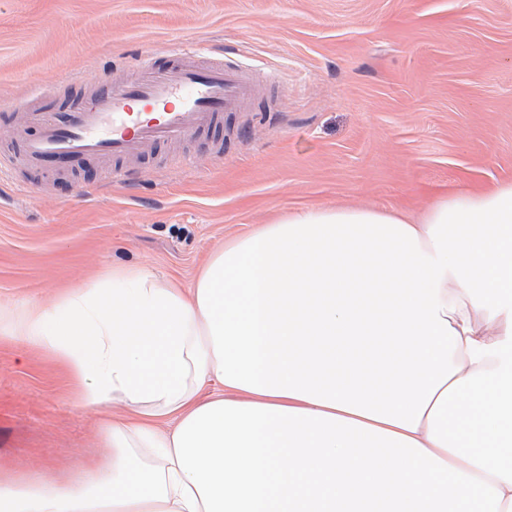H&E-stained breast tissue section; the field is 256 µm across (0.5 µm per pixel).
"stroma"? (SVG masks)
Segmentation results:
<instances>
[{"instance_id": "1", "label": "stroma", "mask_w": 512, "mask_h": 512, "mask_svg": "<svg viewBox=\"0 0 512 512\" xmlns=\"http://www.w3.org/2000/svg\"><path fill=\"white\" fill-rule=\"evenodd\" d=\"M191 42L247 61L265 92L215 134L142 160L0 177V302L50 300L115 268L189 287L228 240L293 211H420L512 182V0H0V102L55 117L84 77ZM194 165L172 167L177 156ZM120 404L78 408L67 373L0 338V466L64 479L102 451Z\"/></svg>"}]
</instances>
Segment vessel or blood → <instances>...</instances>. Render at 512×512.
<instances>
[{
	"instance_id": "1",
	"label": "vessel or blood",
	"mask_w": 512,
	"mask_h": 512,
	"mask_svg": "<svg viewBox=\"0 0 512 512\" xmlns=\"http://www.w3.org/2000/svg\"><path fill=\"white\" fill-rule=\"evenodd\" d=\"M165 56L139 58L127 77L106 85L92 76L94 92L72 111L41 122L35 134L19 129L23 163L68 169L94 155L109 164L107 182L122 183L130 161L211 131L258 94L253 69L227 65L208 49L183 46Z\"/></svg>"
}]
</instances>
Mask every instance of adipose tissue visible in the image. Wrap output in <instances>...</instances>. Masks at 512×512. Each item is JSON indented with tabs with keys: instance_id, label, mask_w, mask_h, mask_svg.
<instances>
[{
	"instance_id": "obj_1",
	"label": "adipose tissue",
	"mask_w": 512,
	"mask_h": 512,
	"mask_svg": "<svg viewBox=\"0 0 512 512\" xmlns=\"http://www.w3.org/2000/svg\"><path fill=\"white\" fill-rule=\"evenodd\" d=\"M0 336L129 410L68 480L0 467V512H512L511 182L300 209L190 288L116 271Z\"/></svg>"
}]
</instances>
